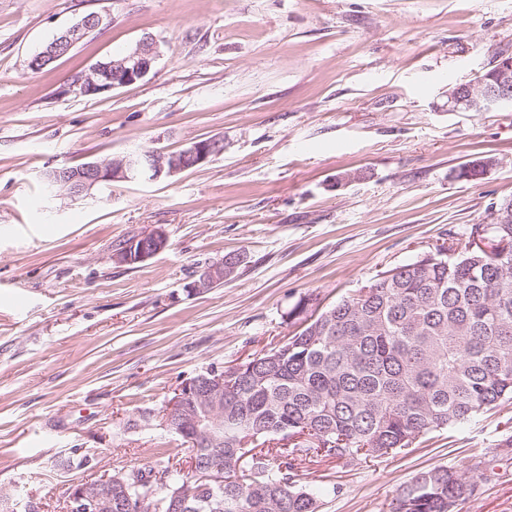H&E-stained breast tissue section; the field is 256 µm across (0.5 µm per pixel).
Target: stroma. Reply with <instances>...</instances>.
Returning <instances> with one entry per match:
<instances>
[{"label":"stroma","mask_w":512,"mask_h":512,"mask_svg":"<svg viewBox=\"0 0 512 512\" xmlns=\"http://www.w3.org/2000/svg\"><path fill=\"white\" fill-rule=\"evenodd\" d=\"M91 12L99 30L28 69ZM147 35L162 55L144 80L71 91L78 71ZM504 50L512 0H0V487L61 512L71 485L112 471L187 470L181 437L127 421L195 374L281 344L300 296L327 307L490 223L512 199V105L452 112L448 84ZM207 138L223 152L170 178L75 198L42 180ZM482 156V179H456ZM156 229L161 253L114 260ZM228 254L243 258L233 277L187 292ZM509 435L512 400L407 455L299 475L318 512H391L417 472L445 466L476 486L456 512H512Z\"/></svg>","instance_id":"35a3bbf8"}]
</instances>
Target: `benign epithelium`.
<instances>
[{
    "label": "benign epithelium",
    "mask_w": 512,
    "mask_h": 512,
    "mask_svg": "<svg viewBox=\"0 0 512 512\" xmlns=\"http://www.w3.org/2000/svg\"><path fill=\"white\" fill-rule=\"evenodd\" d=\"M104 17L92 13L82 17L76 24L64 29L38 55L37 60L57 58L56 50L61 46L74 45L84 33L101 27ZM161 56L160 42L153 36H145L120 59L110 63L93 64L75 83L82 95H96L146 78L154 63ZM512 105V63L503 61L498 65L494 81L487 87L473 82L448 85V110L451 112H491L505 105ZM224 151V142L217 138L195 141L177 151L154 149L143 155L131 152L121 158L107 161L86 162L76 169H53L45 173L50 186H61L72 197H80L102 184L118 181H157L169 178L182 171L197 168ZM167 247V237L161 230L137 236L114 254L122 263L145 261ZM224 281V264L217 263L201 270L198 277L187 285L188 292L203 293ZM204 401L211 407L209 419L219 417L224 407V373L217 371L202 384L192 378L177 391L176 397L166 406L165 413L176 416V420L201 431L204 420L186 412L188 404ZM93 493L87 499L101 512H112V479L91 487Z\"/></svg>",
    "instance_id": "benign-epithelium-1"
}]
</instances>
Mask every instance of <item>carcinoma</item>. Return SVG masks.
<instances>
[{
  "instance_id": "cac0c4a2",
  "label": "carcinoma",
  "mask_w": 512,
  "mask_h": 512,
  "mask_svg": "<svg viewBox=\"0 0 512 512\" xmlns=\"http://www.w3.org/2000/svg\"><path fill=\"white\" fill-rule=\"evenodd\" d=\"M489 158L463 164L475 181ZM504 220L474 224L448 245L376 277L362 295L317 316L305 295L286 313L299 332L224 369V412L211 436L175 430L224 483L144 465L112 473L125 512H317L297 469L317 457L349 462L405 454L424 436L512 400V199ZM162 485L150 481L154 472ZM474 486L455 470L420 471L393 512H455ZM144 510H138V504Z\"/></svg>"
}]
</instances>
